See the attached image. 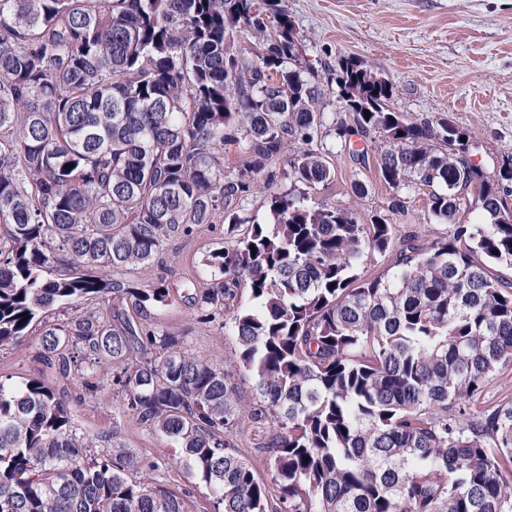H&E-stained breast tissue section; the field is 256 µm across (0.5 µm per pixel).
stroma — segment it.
<instances>
[{
	"label": "stroma",
	"mask_w": 512,
	"mask_h": 512,
	"mask_svg": "<svg viewBox=\"0 0 512 512\" xmlns=\"http://www.w3.org/2000/svg\"><path fill=\"white\" fill-rule=\"evenodd\" d=\"M287 6L303 60L320 75L319 107L325 124L343 116L335 77L327 69L345 55L392 82L393 111L417 118L445 114L465 127L473 143L469 156L487 175L512 157V0H287ZM320 148L335 180L329 187L311 190L313 201L353 209L363 219L389 214L402 234L446 232L445 224L428 218L429 187L412 183L390 188L381 181L377 162L356 161L334 132H327ZM396 200L402 208L390 212ZM223 241L224 221L219 218L188 241L173 244L166 262L179 294L171 303L148 307L142 317L144 323L177 331L189 352L204 360L232 357L236 349L222 329L223 316L201 321L188 300L194 291L190 277ZM39 349L35 332L1 347L0 379L19 383L39 378L66 387L74 399L77 433L91 435L116 423L139 456H174V449L124 413L111 385L84 396L80 380H60L38 359Z\"/></svg>",
	"instance_id": "35a3bbf8"
}]
</instances>
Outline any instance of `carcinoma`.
<instances>
[{
  "instance_id": "cac0c4a2",
  "label": "carcinoma",
  "mask_w": 512,
  "mask_h": 512,
  "mask_svg": "<svg viewBox=\"0 0 512 512\" xmlns=\"http://www.w3.org/2000/svg\"><path fill=\"white\" fill-rule=\"evenodd\" d=\"M314 77L285 0H0V224L13 243L0 250V346L39 326L42 360L91 394L112 364L128 416L182 450L214 512H512V400L485 395L512 367V280L498 273L512 269V167L488 177L466 128L393 111L392 83L342 56L337 102L361 107L336 135L377 140L381 179L432 188L428 217L448 230L400 235L388 217L315 203L335 175L312 147ZM228 144L244 147L233 172ZM289 146L273 223L246 224L232 208L278 180ZM471 204L487 222L458 223ZM220 214L224 246L191 300L202 320L224 313L228 363L131 314L172 300L166 278H119ZM386 256L390 273H364ZM109 294L131 308L50 320ZM257 424L264 480L243 451ZM168 465L115 426L76 435L42 380L0 381V512H193L192 492L146 478Z\"/></svg>"
}]
</instances>
